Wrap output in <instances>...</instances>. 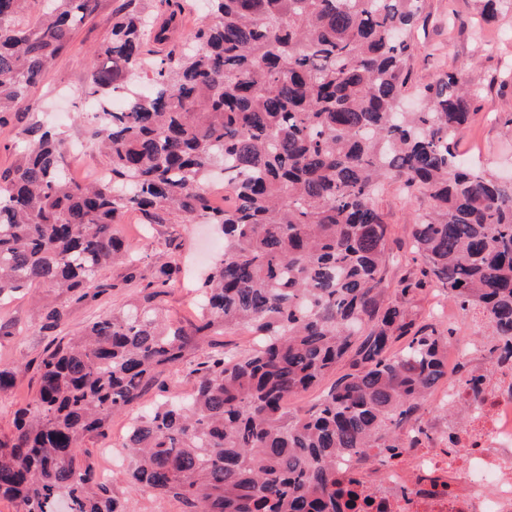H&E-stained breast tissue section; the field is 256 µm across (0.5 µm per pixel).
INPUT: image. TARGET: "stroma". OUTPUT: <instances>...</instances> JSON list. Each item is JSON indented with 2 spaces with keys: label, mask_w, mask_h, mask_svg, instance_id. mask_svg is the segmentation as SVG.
I'll use <instances>...</instances> for the list:
<instances>
[{
  "label": "stroma",
  "mask_w": 512,
  "mask_h": 512,
  "mask_svg": "<svg viewBox=\"0 0 512 512\" xmlns=\"http://www.w3.org/2000/svg\"><path fill=\"white\" fill-rule=\"evenodd\" d=\"M112 7L113 0H97L95 12L75 32L26 103V120L44 121L66 139L70 146L68 166L79 180L107 164L104 154L88 141L86 110L81 100L93 64L92 52L110 32ZM411 41L413 52L407 66L414 87L433 83L444 72L457 71L479 92L475 113L456 139L461 158L490 171L511 174L512 133H507L504 121L512 116V7L504 6L496 18L488 20L481 14L479 0H422ZM376 204L390 231L388 248L394 260L386 269L384 285L392 289L401 276L421 268L420 262L413 259L410 228L425 203L407 196L399 182L389 180ZM142 229L141 218L136 214L126 217L118 227L121 236L136 246L143 264L165 257L170 239L181 243L178 258L182 271L162 297L161 307L168 319L189 324L195 319L196 287L220 256V237L209 224H193L185 230L175 224H158L148 239L143 238ZM140 296L139 287L134 286L116 289L97 303L74 305L67 294L60 292L51 294L50 299L67 307V330L77 334L96 316ZM39 306L37 298L30 294L0 302V362L15 366L14 388L0 392L1 435L11 433L15 410L33 402L36 396V376L26 369V362L38 359L52 342L51 334L40 329ZM189 387L187 379L168 378L163 389H152L114 416L107 439L86 440L85 446L98 468L109 469V487L123 500L126 512H180L175 501L127 483L125 476L132 459L119 447L137 414L158 402L184 397ZM107 441L118 450L110 459L100 454Z\"/></svg>",
  "instance_id": "stroma-1"
}]
</instances>
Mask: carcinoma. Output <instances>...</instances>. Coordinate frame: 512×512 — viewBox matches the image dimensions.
Instances as JSON below:
<instances>
[{
	"label": "carcinoma",
	"mask_w": 512,
	"mask_h": 512,
	"mask_svg": "<svg viewBox=\"0 0 512 512\" xmlns=\"http://www.w3.org/2000/svg\"><path fill=\"white\" fill-rule=\"evenodd\" d=\"M28 0H0V125L89 18L96 0H49L21 22ZM95 50L85 96L91 140L108 177L77 182L67 142L39 121L22 130L15 164L0 171V300L58 288L79 305L149 278L142 301L59 339L37 364V399L0 437V498L22 512H125L84 442L113 414L164 383L190 394L129 427L130 481L184 512H350L359 475L341 458L384 466L403 426L448 376L451 328L418 322L432 283L486 317L494 364L512 369V181L462 164L455 137L477 91L457 72L401 110L421 0H209L216 22L184 35V0H118ZM145 74L144 90H126ZM385 178L422 195L411 227L418 276L385 297L388 225L375 197ZM233 199L219 207L211 188ZM129 213L146 224H216L224 257L203 281L189 327L159 318L180 273L175 254L139 268L115 232ZM42 328L63 312L43 304ZM247 326L244 349L211 336ZM201 361L191 355L202 346ZM348 370L302 416L288 398Z\"/></svg>",
	"instance_id": "1"
}]
</instances>
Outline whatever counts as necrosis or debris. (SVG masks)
Listing matches in <instances>:
<instances>
[{
    "mask_svg": "<svg viewBox=\"0 0 512 512\" xmlns=\"http://www.w3.org/2000/svg\"><path fill=\"white\" fill-rule=\"evenodd\" d=\"M442 400L470 402L469 421L450 438L438 427L415 432L381 469L370 512H512V371L476 401L449 377Z\"/></svg>",
    "mask_w": 512,
    "mask_h": 512,
    "instance_id": "1",
    "label": "necrosis or debris"
}]
</instances>
